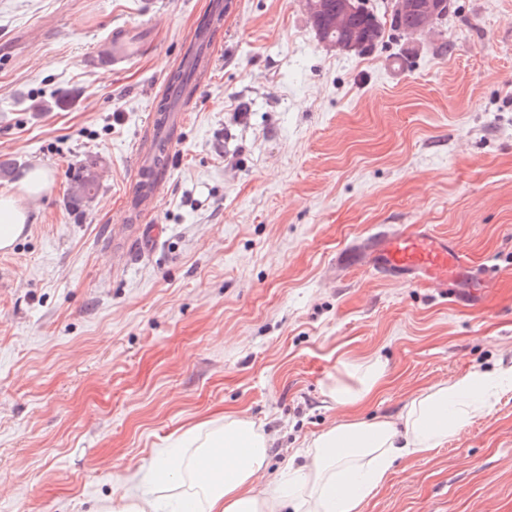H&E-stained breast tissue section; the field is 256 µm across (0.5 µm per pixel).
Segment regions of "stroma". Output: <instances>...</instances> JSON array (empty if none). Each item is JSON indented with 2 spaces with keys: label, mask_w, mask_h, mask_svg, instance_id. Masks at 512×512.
Masks as SVG:
<instances>
[{
  "label": "stroma",
  "mask_w": 512,
  "mask_h": 512,
  "mask_svg": "<svg viewBox=\"0 0 512 512\" xmlns=\"http://www.w3.org/2000/svg\"><path fill=\"white\" fill-rule=\"evenodd\" d=\"M0 0V160L52 186L0 250V512H96L117 477L202 420L252 418L266 480L346 409L339 356L378 355L364 416L512 364V0H454L445 36L388 32L365 55L319 43L300 0H231L215 68L187 102L150 217L135 149L207 0ZM152 32L124 69L86 59ZM95 162L97 195L71 181ZM424 224L490 271L484 303L336 256ZM365 512H512V386Z\"/></svg>",
  "instance_id": "1"
}]
</instances>
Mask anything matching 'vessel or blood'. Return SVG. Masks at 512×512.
Returning a JSON list of instances; mask_svg holds the SVG:
<instances>
[{
  "mask_svg": "<svg viewBox=\"0 0 512 512\" xmlns=\"http://www.w3.org/2000/svg\"><path fill=\"white\" fill-rule=\"evenodd\" d=\"M138 53L137 43L128 29L119 27L113 30L112 39L96 45L91 53L90 62L118 69L132 62ZM212 65L209 51L184 59L183 66L192 73L194 85H202ZM187 116L183 110H171L167 116L151 114L145 136L139 146L137 172L131 195L134 199L148 203L158 196L166 173L154 170L151 145L159 138L164 127L184 126ZM372 247L367 255L352 252L347 256L349 263L368 259L373 267L388 277L402 279L409 283L422 280L438 285L455 287V300L463 295L457 290L461 280L476 279L467 255L453 240L431 232L427 226L416 225L407 231L381 230L374 233Z\"/></svg>",
  "mask_w": 512,
  "mask_h": 512,
  "instance_id": "b4317fda",
  "label": "vessel or blood"
}]
</instances>
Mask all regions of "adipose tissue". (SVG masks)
Returning a JSON list of instances; mask_svg holds the SVG:
<instances>
[{"label": "adipose tissue", "mask_w": 512, "mask_h": 512, "mask_svg": "<svg viewBox=\"0 0 512 512\" xmlns=\"http://www.w3.org/2000/svg\"><path fill=\"white\" fill-rule=\"evenodd\" d=\"M51 187L47 169L28 171L0 192V250H9L31 221L28 200ZM343 375L330 386V400L353 409L380 391L386 368L378 356L342 361ZM512 385V367L454 375L419 390L394 415L358 416L330 424L289 462L285 478L261 482L270 437L240 413H227L183 431L160 453L149 477L120 478L116 512H159L157 499L141 492L143 480L177 489L176 512H363L387 482L395 462L428 457L492 407Z\"/></svg>", "instance_id": "obj_1"}]
</instances>
